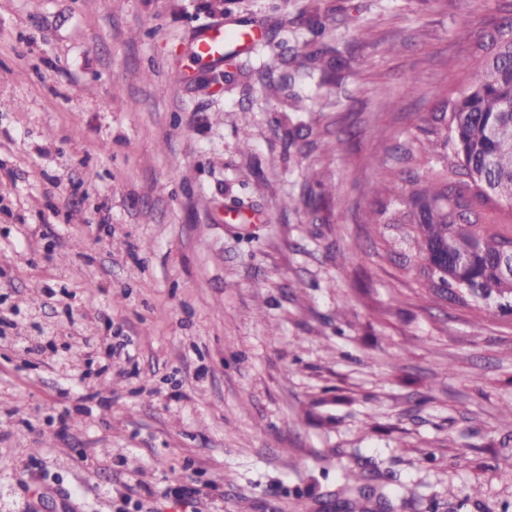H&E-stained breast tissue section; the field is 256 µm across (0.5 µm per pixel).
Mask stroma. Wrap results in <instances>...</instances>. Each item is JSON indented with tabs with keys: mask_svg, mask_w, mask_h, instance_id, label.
<instances>
[{
	"mask_svg": "<svg viewBox=\"0 0 512 512\" xmlns=\"http://www.w3.org/2000/svg\"><path fill=\"white\" fill-rule=\"evenodd\" d=\"M503 2L0 0L10 512H512V316L367 221ZM223 16L264 36L219 86ZM238 31L240 45L243 51H249L261 35L258 24H251L248 28L239 29L225 18L217 19L198 37L192 46V55L203 64H209L224 57V38L226 33Z\"/></svg>",
	"mask_w": 512,
	"mask_h": 512,
	"instance_id": "35a3bbf8",
	"label": "stroma"
}]
</instances>
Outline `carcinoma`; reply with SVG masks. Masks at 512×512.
Returning a JSON list of instances; mask_svg holds the SVG:
<instances>
[{"instance_id": "cac0c4a2", "label": "carcinoma", "mask_w": 512, "mask_h": 512, "mask_svg": "<svg viewBox=\"0 0 512 512\" xmlns=\"http://www.w3.org/2000/svg\"><path fill=\"white\" fill-rule=\"evenodd\" d=\"M490 25L476 38L475 59L457 63L473 77L429 109L425 123L439 139L422 148L421 158L406 153L427 172L413 178L389 221L412 225L422 264L448 247L441 278L452 299L461 292L469 303L502 311L512 301V144L490 141L486 130L512 123V7Z\"/></svg>"}]
</instances>
